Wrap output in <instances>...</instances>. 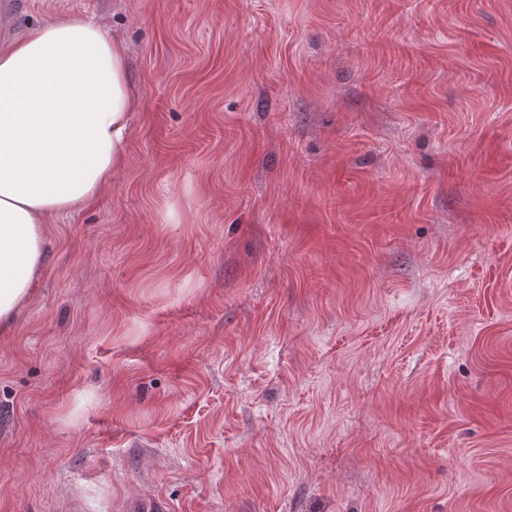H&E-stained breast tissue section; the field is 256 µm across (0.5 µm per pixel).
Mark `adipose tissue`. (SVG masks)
<instances>
[{
  "mask_svg": "<svg viewBox=\"0 0 512 512\" xmlns=\"http://www.w3.org/2000/svg\"><path fill=\"white\" fill-rule=\"evenodd\" d=\"M141 105L124 42L83 16L0 45V334L34 296L49 219L89 206L127 164Z\"/></svg>",
  "mask_w": 512,
  "mask_h": 512,
  "instance_id": "obj_1",
  "label": "adipose tissue"
}]
</instances>
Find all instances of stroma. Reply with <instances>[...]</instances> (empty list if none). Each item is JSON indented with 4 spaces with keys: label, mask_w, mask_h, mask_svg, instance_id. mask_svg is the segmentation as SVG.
Segmentation results:
<instances>
[{
    "label": "stroma",
    "mask_w": 512,
    "mask_h": 512,
    "mask_svg": "<svg viewBox=\"0 0 512 512\" xmlns=\"http://www.w3.org/2000/svg\"><path fill=\"white\" fill-rule=\"evenodd\" d=\"M128 49V164L0 335V512H512V0H0Z\"/></svg>",
    "instance_id": "obj_1"
}]
</instances>
